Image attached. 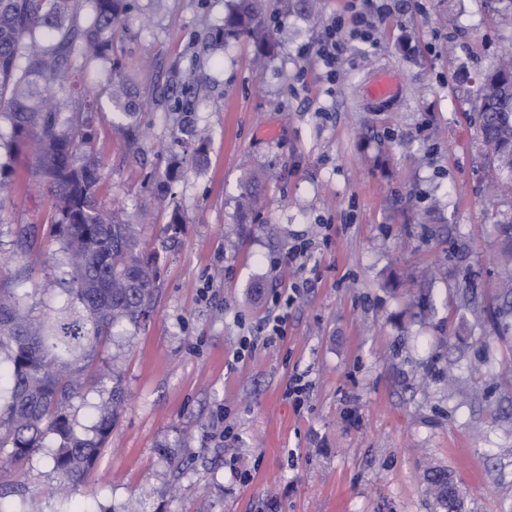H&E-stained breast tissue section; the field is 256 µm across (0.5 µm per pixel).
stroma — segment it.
<instances>
[{
	"mask_svg": "<svg viewBox=\"0 0 512 512\" xmlns=\"http://www.w3.org/2000/svg\"><path fill=\"white\" fill-rule=\"evenodd\" d=\"M348 7L321 0L310 17L270 0L275 49L258 70L249 39L209 41L229 0H131L106 60L84 69L101 102L99 201L128 224L152 211L143 238L162 265L151 321L115 329L70 410L93 437L120 374L127 405L76 496L92 512H432L431 466L452 472L466 512H512V332L487 315L512 195L491 186L472 93L512 52V24L501 0H390L376 46L345 41L331 84L303 47ZM114 63L145 103L134 149L109 100ZM188 71L185 114L170 99ZM382 71L402 94L376 105L365 87ZM186 121L204 154L174 143ZM0 158L15 171L0 288L52 287L53 201L25 154ZM252 178L261 203L246 214ZM20 224L34 246H13ZM301 242L305 258L275 265ZM278 292L293 297L283 339L240 355ZM294 375L308 384L299 409L284 397ZM56 483L41 452L23 477L0 471L30 512H55Z\"/></svg>",
	"mask_w": 512,
	"mask_h": 512,
	"instance_id": "obj_1",
	"label": "stroma"
}]
</instances>
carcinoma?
I'll list each match as a JSON object with an SVG mask.
<instances>
[{
    "instance_id": "obj_1",
    "label": "carcinoma",
    "mask_w": 512,
    "mask_h": 512,
    "mask_svg": "<svg viewBox=\"0 0 512 512\" xmlns=\"http://www.w3.org/2000/svg\"><path fill=\"white\" fill-rule=\"evenodd\" d=\"M89 9L87 22L79 21ZM125 0H0V120L10 125L9 147L25 151L32 175L53 199V235L62 268L57 305L35 314L34 293L0 289V468L20 467L43 448L60 483L56 512L73 509V493L117 422L125 404L121 379L96 407L95 438L77 436L66 410L80 394V363L119 325L134 328L153 312L160 279L158 256L140 246L139 229L101 208L97 194L101 160L94 152L91 97L76 92L64 102L58 89L77 78L76 61L105 58L106 35L126 13ZM267 0H237L215 43L242 36L260 58L269 53L263 21ZM111 100L134 115L144 104L131 91L121 68L111 65ZM479 132L490 150L489 167L499 187L512 190V55L485 74L476 89ZM176 144H197L193 127L173 136ZM496 316L512 318V279L504 283ZM434 512H451L457 484L443 468L424 474Z\"/></svg>"
}]
</instances>
